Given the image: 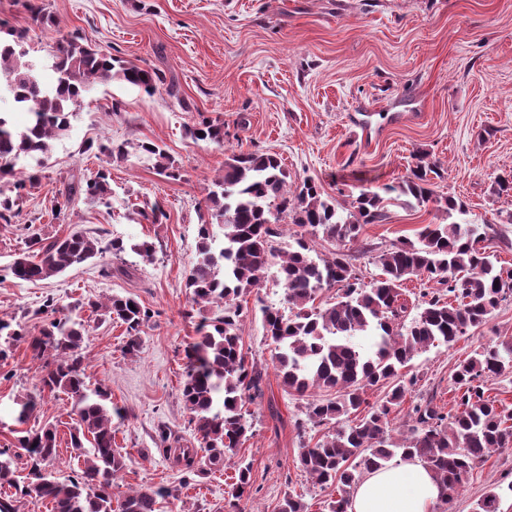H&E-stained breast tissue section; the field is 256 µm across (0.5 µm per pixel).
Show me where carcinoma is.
<instances>
[{"label":"carcinoma","instance_id":"carcinoma-1","mask_svg":"<svg viewBox=\"0 0 512 512\" xmlns=\"http://www.w3.org/2000/svg\"><path fill=\"white\" fill-rule=\"evenodd\" d=\"M25 33L0 28V91L30 114L27 126L14 127L9 113L0 111V160L39 157L48 160L55 141L68 135L71 118L84 97L98 84L114 79L152 96L165 90L179 98L176 85L166 82L158 69L128 64L96 49L80 36L57 40L52 63L43 68L21 48ZM195 141L224 143V125L206 118L188 128ZM138 150L157 159L159 174L177 179L179 171L152 143ZM280 158L270 152L240 150L224 161V174L216 178L206 198V214L198 228L197 259L187 276L192 304L216 305L224 314L200 324L199 340L185 349L182 400L189 423L200 437V448H181L176 462L199 478L219 471L237 456L252 431L253 413L244 409L262 394V372L248 362L240 335L243 307L239 298L263 288L268 270L278 269L280 307L265 304L261 312L266 336L274 345V363L288 392L306 399L305 414L312 426L330 422L336 429L314 445H302L297 457L308 480L321 487H336L338 497L329 512H346L348 497L366 473L387 466L395 458H419L433 473L441 498L451 499L464 486L474 468L489 455L512 448V408L485 396L487 381L512 373V337L488 345L457 366L454 412L433 400H421L408 412L399 436L390 429L392 409L404 402L407 387L402 370L430 347L451 346L472 329L485 325L512 294V271L504 272L486 253L481 242L493 225L480 229L451 221L428 224L417 240L402 239L373 250L378 278L366 282L351 263L348 246L357 243L367 224H386L395 193L422 206L429 202L465 213L452 197H437L428 171L418 162L396 186L361 187L348 198L322 197L320 186L307 179L288 181ZM112 194L108 174L93 178L72 174L53 200L56 214L71 208L81 196L106 201ZM140 220L161 224L167 213L161 205H144ZM290 220L289 242L280 241L279 218ZM333 242L329 253L311 256L313 238ZM31 252L16 258L10 273L20 281L36 282L58 276L107 252L131 250L153 258L155 244L146 240L130 246L119 238L106 246L82 231L49 243L37 236L28 240ZM433 281L440 288L423 289L418 313L406 319L398 301L399 288L410 277ZM336 289L335 301L314 306L318 294ZM99 316L125 325L124 351L140 346L142 324L150 312L131 296L113 295L91 303ZM42 312L60 313L39 336H29L20 323L0 318V366L8 350L25 342L44 361L41 390H64L73 400L71 447L84 457V467L59 481L48 471L57 457V431L51 426L30 427L39 401L33 396L16 400L13 416L19 434L20 455L0 450V489L12 487L22 495L52 503L50 512H160L159 501L181 499L187 481L177 487H140L121 497L112 486L127 467L129 454L114 447L111 393L88 388L80 353L82 321L46 298ZM393 382L386 400L374 406L366 391ZM321 391L335 397L322 398ZM355 418H350V415ZM91 447H86L85 443ZM26 458L27 486H17L16 460ZM250 464L237 462L235 481L224 491V512H238V502L250 485ZM476 512H500V494L489 491Z\"/></svg>","mask_w":512,"mask_h":512}]
</instances>
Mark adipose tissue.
Returning <instances> with one entry per match:
<instances>
[{
	"instance_id": "obj_1",
	"label": "adipose tissue",
	"mask_w": 512,
	"mask_h": 512,
	"mask_svg": "<svg viewBox=\"0 0 512 512\" xmlns=\"http://www.w3.org/2000/svg\"><path fill=\"white\" fill-rule=\"evenodd\" d=\"M440 488L416 458L367 473L349 496L347 512H433Z\"/></svg>"
}]
</instances>
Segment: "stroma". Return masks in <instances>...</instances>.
I'll return each instance as SVG.
<instances>
[{
    "mask_svg": "<svg viewBox=\"0 0 512 512\" xmlns=\"http://www.w3.org/2000/svg\"><path fill=\"white\" fill-rule=\"evenodd\" d=\"M27 0H0V20L26 30L23 46L45 62L56 40L77 34L103 51L142 67L164 71L179 86V98L146 95L120 81L96 86L57 140L39 183L0 192L19 195L18 213L0 221V314L38 335L49 321L41 306L54 296L82 318L87 332L81 353L88 386L104 384L117 420L115 443L131 457L120 490L172 486L182 472L165 447H197L181 391L185 348L196 342L202 318L217 307L196 311L186 286L196 256L198 226L212 179L235 150L260 149L280 155L292 183L311 179L338 198L354 187L397 184L416 156L438 165V194L466 206L472 224L497 230L489 247L512 269V192L496 178L512 172V0H35L57 25L40 29ZM207 117L224 126V143L193 141L187 126ZM111 140L132 146L116 161L83 144ZM164 149L180 179L160 175L155 161L137 146ZM107 170L110 206L81 200L54 216L53 198L73 171L95 176ZM160 203L168 218L138 223L133 209ZM434 206L408 207L394 200L390 221L365 225L364 242L385 247L415 239L426 224L446 223ZM82 230L108 240H148L152 260L134 252L122 262L136 265L133 278L106 276L100 262L72 268L38 282L15 279L8 266L26 253L30 235L50 241ZM269 270L259 296L242 301L241 336L249 362L263 373L261 398L249 406L253 433L240 455L251 465L243 512H274L285 494L302 496L309 512H325L335 488L307 479L297 463L302 438L322 439L329 426H308L304 402L288 395L273 363L260 303H276L281 289ZM134 297L149 309L138 352L125 353V327L100 321L88 303L112 294ZM512 336V297L482 328L450 347L420 353L406 371L413 378L404 403L390 415L402 429L412 404L434 398L448 404L458 364L475 350ZM41 393L35 425L57 429L58 455L52 470L66 480L83 460L70 446L71 398L42 392L40 367L27 344L12 347L0 370V448L14 445L8 427L16 399ZM170 435L161 444L160 431ZM233 468L192 483L186 502L165 500L161 512H224V482ZM501 495L500 512H512V451L493 453L478 465L461 491L433 512H474L489 490Z\"/></svg>",
    "mask_w": 512,
    "mask_h": 512,
    "instance_id": "obj_1",
    "label": "stroma"
}]
</instances>
